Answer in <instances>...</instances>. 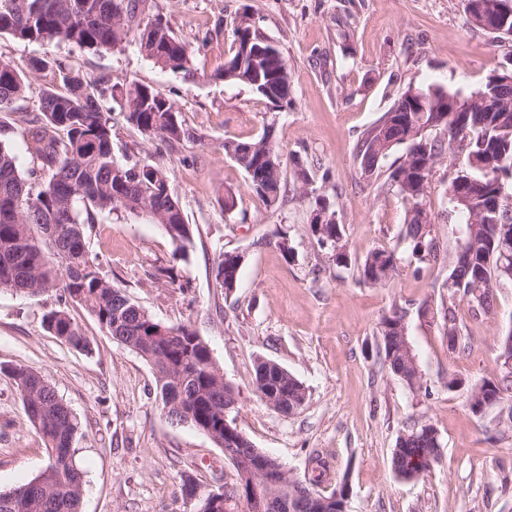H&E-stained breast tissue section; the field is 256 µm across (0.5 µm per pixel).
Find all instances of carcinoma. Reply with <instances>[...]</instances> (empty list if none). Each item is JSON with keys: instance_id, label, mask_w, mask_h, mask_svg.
I'll return each mask as SVG.
<instances>
[{"instance_id": "obj_1", "label": "carcinoma", "mask_w": 512, "mask_h": 512, "mask_svg": "<svg viewBox=\"0 0 512 512\" xmlns=\"http://www.w3.org/2000/svg\"><path fill=\"white\" fill-rule=\"evenodd\" d=\"M233 29L234 54L212 77L233 74L239 68L240 47L247 36L264 46L244 12ZM0 33L50 45L69 42L92 51L120 50L134 44L153 65L172 73H192L196 48L179 39L151 0H0ZM51 68L60 88L46 90L39 110L29 116L23 131L30 168L20 170L17 157L5 144L9 129L0 126V288L30 296L57 291L58 307L43 317L46 330L76 350L89 353L91 341L70 316L68 306L81 305L119 345L136 353L153 369L162 409L175 402L180 419L224 447V405L237 399L212 360L204 340L187 324L155 320L103 272L99 256L88 251L87 238L99 214L125 212L143 215L163 227L184 258L193 245L174 197L167 170L145 160H118L112 150V103L122 104L123 116L147 142L173 144L196 141V131L179 119L174 102L159 89L132 81L126 85L101 76L88 79L75 72L66 59L35 57L22 66L0 63V111L21 99L28 78ZM249 69L230 82L249 88L279 110L291 106L292 76L284 57L269 63L270 92L252 84ZM512 72L490 75L470 98L460 101L441 88H408L368 129L356 151L363 176H372L396 147H404L398 163L389 167L380 193L397 194L406 206V224L399 239L419 266L433 263L445 273L441 287L448 299L432 310L446 332H454L455 350L465 334L455 315V293L462 294L474 314L486 312L497 292L512 288V238L501 230L512 227V201L502 200L498 212H487L492 185L512 180ZM467 140L466 150L458 141ZM224 154L247 175L249 188L268 207H275L288 192L275 127L247 140H224ZM462 155L465 166L448 184V203L459 216V240L478 248L465 263L448 259L432 236L435 216L426 197L436 164L444 157ZM296 190L312 207L310 237L331 253L334 262L348 261L344 225L329 196L310 188L308 170L297 166ZM466 189L468 203L454 200ZM399 272L396 249L369 251L360 265V279L384 285ZM239 278L231 252L215 263L216 287L229 293ZM405 313L393 307L380 322L378 353L392 374L409 387H422L415 354L404 348L396 328ZM23 409L39 434L48 458L33 479L9 492H0V512H79L86 474L79 464L69 466L56 451L71 448L81 425L59 398L47 378L25 366L10 369ZM498 401L512 400V369L493 382ZM255 392L262 403L289 414L300 409L306 389L279 363L260 359L255 366ZM441 455L437 430L427 424L412 426L398 438L392 465L408 478L405 462L413 457L428 472ZM322 479H300L287 473L284 485L291 493L309 492L303 512H331L336 493L318 490Z\"/></svg>"}]
</instances>
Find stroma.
Instances as JSON below:
<instances>
[{"mask_svg":"<svg viewBox=\"0 0 512 512\" xmlns=\"http://www.w3.org/2000/svg\"><path fill=\"white\" fill-rule=\"evenodd\" d=\"M177 37L203 49L184 76L160 70L135 47L91 53L68 44L43 46L0 34V62L33 56L67 58L88 78L139 81L176 104L198 141L174 147L144 141L120 112L112 114L117 158L133 156L167 168L171 188L193 229L186 258L160 225L127 214L99 215L87 239L107 275L156 320L190 324L238 394V427L256 448L303 479L324 464L320 489L346 487L345 512H512V422L507 405L474 415L470 388L497 379L498 344L512 328V288L499 292L491 313L456 312L471 342L452 351L422 308L444 290L437 267L417 268L398 234L406 210L396 194L376 195L355 161L364 131L408 87H442L458 99L488 76L512 67V40H494L467 22L464 0H155ZM249 12L261 36L276 45L292 74L293 103L278 112L248 88L213 79L234 50L232 28ZM55 78H31L24 97L0 111L9 145L28 168L22 131ZM275 125L283 167L310 171L313 188L334 201L345 226L349 260L336 265L309 236L310 208L296 190L267 207L245 173L225 156L228 139H248ZM436 165L427 205L440 226V245L455 253L457 215L446 199L460 169ZM233 194L224 212L219 200ZM287 234L285 258L276 246ZM396 248L399 273L370 286L358 266L372 249ZM243 257L233 292L215 285L219 253ZM174 267L180 286L153 282L156 266ZM57 293L33 297L0 288V491L35 477L46 465L43 445L8 374L14 366L41 372L81 423L76 458L86 470L81 512H191L181 496L182 474L201 487L232 479L233 467L202 432L171 423L162 411L151 366L114 342L88 312L71 316L92 342L91 353L62 343L43 325ZM406 312L407 335L422 375L410 389L383 368L377 353L380 322L392 306ZM281 364L307 390L291 415L257 398L258 359ZM457 379L449 388V379ZM432 425L441 458L415 480L399 478L392 455L404 428Z\"/></svg>","mask_w":512,"mask_h":512,"instance_id":"stroma-1","label":"stroma"}]
</instances>
